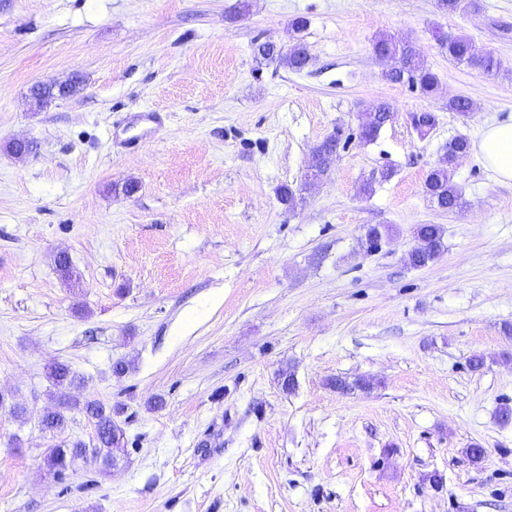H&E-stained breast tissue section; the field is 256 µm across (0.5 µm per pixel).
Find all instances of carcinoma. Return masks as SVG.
Listing matches in <instances>:
<instances>
[{"label":"carcinoma","instance_id":"carcinoma-1","mask_svg":"<svg viewBox=\"0 0 512 512\" xmlns=\"http://www.w3.org/2000/svg\"><path fill=\"white\" fill-rule=\"evenodd\" d=\"M440 46L448 51V59L468 66L476 67L491 75L497 72L499 62L493 55L479 50L473 41L464 34H440L437 36ZM256 52L263 57L278 56L293 71H301L310 63V55L304 44L296 42L286 53H281L268 44L256 46ZM374 53L391 62L387 78L395 83L407 82L424 96H431L437 89V75L427 66L412 47L404 45L390 35L380 36L374 43ZM376 113L373 125L360 132V140L364 143L374 141L380 130L393 119L391 107L381 102L373 108ZM410 123L415 131L425 134L436 125V115L430 110L411 114ZM469 149V141L458 136L448 142L445 153L438 163L429 171L424 182V191L429 198L443 211L451 212L462 206V197L452 178V167L456 159ZM336 162V155L325 141L312 147L309 155V177L320 179L327 175ZM390 226L386 224L371 225L365 233V244L369 249H376L381 242L389 237ZM414 236L425 242L421 248L409 253V264L422 267L433 261L443 247L444 230L439 224H419L414 228ZM48 378L57 388L58 405L47 411L41 418L44 430L61 433L68 424L65 412L79 408L93 424L96 434L95 451L86 452V444L81 441L62 442L49 449L46 464L54 477L63 479L74 470L77 461L89 457L110 467L115 463L114 449L120 447L123 438L121 427L114 420L119 409L106 406L96 400L80 402L71 398L69 390L76 383V374L63 363L49 368Z\"/></svg>","mask_w":512,"mask_h":512}]
</instances>
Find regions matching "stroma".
I'll return each instance as SVG.
<instances>
[{"label": "stroma", "mask_w": 512, "mask_h": 512, "mask_svg": "<svg viewBox=\"0 0 512 512\" xmlns=\"http://www.w3.org/2000/svg\"><path fill=\"white\" fill-rule=\"evenodd\" d=\"M297 17L307 68L255 54L288 50ZM438 30L500 72L450 61ZM382 34L423 56L434 96L387 80ZM74 75L76 95L32 98ZM381 101L395 117L360 143ZM143 112L159 122L124 128ZM509 118L512 0L452 16L435 0H0V512H512V183L471 152L461 209L423 191L450 139ZM337 128L335 165L307 181ZM16 139L33 152L12 155ZM374 224L393 232L369 252ZM419 224L444 240L414 268ZM54 362L75 398L119 408L109 471H48V448L95 441L77 409L42 430ZM338 377L375 386L340 393Z\"/></svg>", "instance_id": "stroma-1"}]
</instances>
